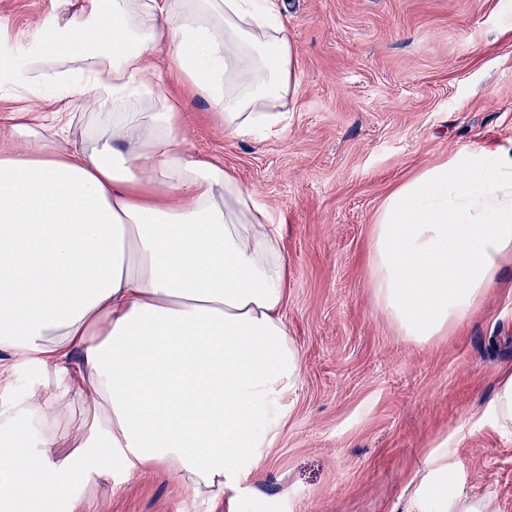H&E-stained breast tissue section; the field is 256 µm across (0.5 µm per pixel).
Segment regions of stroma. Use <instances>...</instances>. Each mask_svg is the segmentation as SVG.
<instances>
[{
  "label": "stroma",
  "instance_id": "1",
  "mask_svg": "<svg viewBox=\"0 0 512 512\" xmlns=\"http://www.w3.org/2000/svg\"><path fill=\"white\" fill-rule=\"evenodd\" d=\"M294 81L266 139L232 135L183 84V138L279 218L290 338L303 379L259 476L222 503L176 480L116 470L92 512H432L448 496L512 512V429L491 411L512 366V259L453 333L418 346L378 312L367 283L382 201L425 167L512 147V0H283ZM67 0H0V30L28 40ZM0 351V407L36 384Z\"/></svg>",
  "mask_w": 512,
  "mask_h": 512
}]
</instances>
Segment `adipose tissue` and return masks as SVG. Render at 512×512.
Wrapping results in <instances>:
<instances>
[{
    "instance_id": "ef3b65f1",
    "label": "adipose tissue",
    "mask_w": 512,
    "mask_h": 512,
    "mask_svg": "<svg viewBox=\"0 0 512 512\" xmlns=\"http://www.w3.org/2000/svg\"><path fill=\"white\" fill-rule=\"evenodd\" d=\"M164 53L226 131L277 127L295 46L279 0H81L16 46L0 94L48 124L0 148V345L50 394L0 411V512H52L113 469L164 472L218 501L258 474L303 374L288 334L283 226L223 163L190 154L146 62ZM104 128L67 149L76 97ZM512 254V148L431 165L371 227L367 278L406 340L449 335ZM92 414L65 426L69 395ZM80 440L74 456L53 453ZM47 105L37 97H29L21 101L11 99H0V114H7V112H23L24 120L35 118L46 114Z\"/></svg>"
}]
</instances>
